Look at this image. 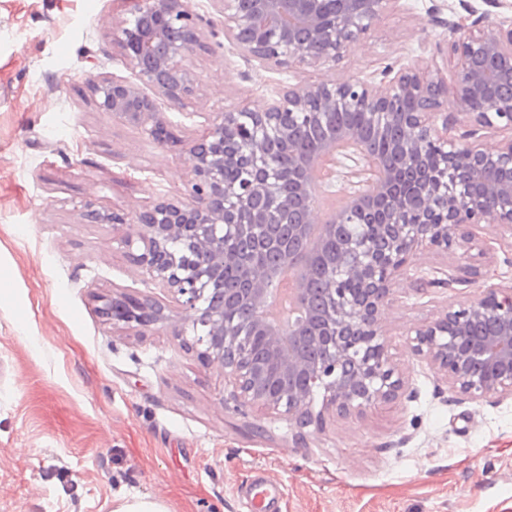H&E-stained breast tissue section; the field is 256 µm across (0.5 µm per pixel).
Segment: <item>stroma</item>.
I'll list each match as a JSON object with an SVG mask.
<instances>
[{"instance_id":"35a3bbf8","label":"stroma","mask_w":512,"mask_h":512,"mask_svg":"<svg viewBox=\"0 0 512 512\" xmlns=\"http://www.w3.org/2000/svg\"><path fill=\"white\" fill-rule=\"evenodd\" d=\"M202 43L182 103L161 102L175 142L103 111L90 84L132 79L113 34L129 0H0V512H113L139 497L168 512H239L236 489L267 471L280 512H512V398L461 400L412 351V328L512 285V233L486 225L490 253L419 248L381 317L411 398L361 415L330 413L295 447L287 419L253 436L224 404V371L203 365L173 326L115 322L106 299L150 295L181 306L132 264L124 227L89 224L86 204L135 215L183 193L187 147L217 112L263 109L278 88L417 62L445 44L447 21L512 17V0H396L333 68L273 71L217 46L223 18L192 0ZM337 157L316 189L321 220L365 190ZM467 282L420 289L436 271Z\"/></svg>"}]
</instances>
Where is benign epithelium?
<instances>
[{"instance_id":"obj_1","label":"benign epithelium","mask_w":512,"mask_h":512,"mask_svg":"<svg viewBox=\"0 0 512 512\" xmlns=\"http://www.w3.org/2000/svg\"><path fill=\"white\" fill-rule=\"evenodd\" d=\"M223 17L224 41L240 55L278 70L330 68L397 0H211ZM131 18L117 42L135 80L102 77L92 84L99 106L141 126L159 143L172 139L155 96L180 104L193 94L195 75L184 64L201 44V17L191 0H132ZM453 78L431 58L422 66L387 65L380 76H348L333 82L286 86L262 111L234 108L217 113L207 134L192 143L193 180L184 196L162 199L134 219L87 209L91 223L139 226L123 238L128 258L166 288L186 311L193 346L201 358L224 369L225 400L261 433L270 414L288 418L295 445L307 447L306 429L323 430L331 412L360 414L395 402L404 381L391 362L380 319L392 285L423 244L468 251L490 249L480 239L483 224L512 232V95L491 94L476 61L512 64V19L477 33L448 22ZM154 95H149L148 91ZM453 96L468 119L457 133L441 111ZM362 105L375 115L371 135L402 128L400 164L392 167L369 149L368 139L342 126L319 150L297 162L274 152L285 128L297 119L321 123ZM502 136L490 150L482 132ZM349 152L369 174L370 188L346 201L331 221L319 225L313 190L325 165ZM248 173L242 182L224 180V169ZM292 183L304 202L288 236H311L315 249L295 271L300 301H311L326 244L351 211L366 216L360 230L340 245L341 256L325 269L323 302L297 328L282 332L264 321L271 284L283 271L253 259L246 268V320L224 315V265L238 259L231 244L260 236L285 212L283 188ZM106 309L118 322L140 326L167 323L172 315L152 296H124ZM413 351L424 357L465 399L512 398V286H490L482 296L414 327ZM273 370L299 377L297 388L270 391Z\"/></svg>"}]
</instances>
